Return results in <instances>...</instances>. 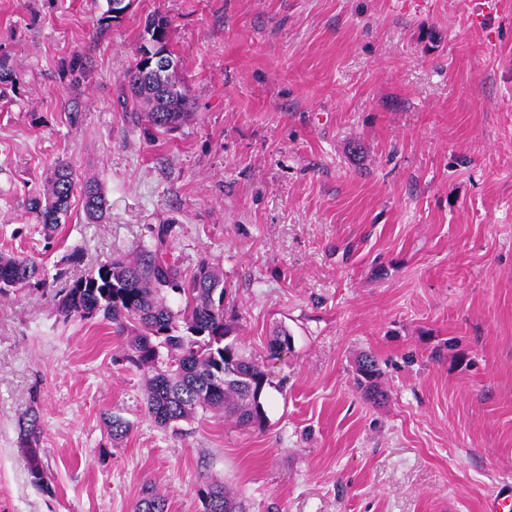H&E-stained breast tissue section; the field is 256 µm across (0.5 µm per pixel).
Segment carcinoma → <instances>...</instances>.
Here are the masks:
<instances>
[{
    "instance_id": "1",
    "label": "carcinoma",
    "mask_w": 512,
    "mask_h": 512,
    "mask_svg": "<svg viewBox=\"0 0 512 512\" xmlns=\"http://www.w3.org/2000/svg\"><path fill=\"white\" fill-rule=\"evenodd\" d=\"M171 21L154 14L146 20L141 40L170 49ZM134 54L123 73L137 101L144 107L146 131L169 133L192 116L188 85L177 74L160 87ZM80 190L82 208L91 224L106 217L108 203L98 183H78L75 172L64 159H57L46 178L44 194L30 201L29 210L46 232L66 223L70 199ZM167 226L155 229L154 245L143 246L128 258H114L98 264L86 276L61 289L56 303L63 320L101 316L112 322L116 332L128 333L124 354L127 361L149 375L148 412L163 428H175L200 409H211L235 419L243 427L262 425L266 419L261 397L268 374L259 356L246 353L233 326L224 322V277L201 263L188 279L163 256ZM46 285L42 267L35 261L0 254V294L7 296L23 285ZM179 296L174 308L170 294ZM290 334L279 329L268 343L269 357L276 358L290 347ZM357 381L376 399L382 396L376 379L380 368L374 356L357 360ZM115 442L129 432V423L117 415L108 418ZM28 448L32 483L46 488L39 456V417L29 415L22 423ZM203 512H244L243 505L219 483L196 490ZM135 512H167L166 500L153 487L144 489Z\"/></svg>"
}]
</instances>
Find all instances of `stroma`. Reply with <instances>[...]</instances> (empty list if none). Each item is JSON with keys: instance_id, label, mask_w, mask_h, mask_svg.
<instances>
[{"instance_id": "35a3bbf8", "label": "stroma", "mask_w": 512, "mask_h": 512, "mask_svg": "<svg viewBox=\"0 0 512 512\" xmlns=\"http://www.w3.org/2000/svg\"><path fill=\"white\" fill-rule=\"evenodd\" d=\"M102 3L0 0V58L23 75L0 83V254L48 278L0 296V512H134L148 485L202 512L213 480L247 512H484L512 485V0L480 19L467 0H134L107 27ZM156 12L194 115L152 137L123 72ZM60 158L108 219L76 197L48 237L28 201ZM161 224L184 274L223 273L247 350L290 333L263 426L204 410L159 427L125 336L59 317V289ZM365 353L378 403L355 381ZM82 208L91 224H100L106 217L108 203L95 180H86L79 186ZM26 415H29V417L24 419L22 429L24 441L28 448L29 474L35 486L48 489V484L45 483L46 475L38 451L41 434L39 417L35 412L33 414L26 413Z\"/></svg>"}]
</instances>
